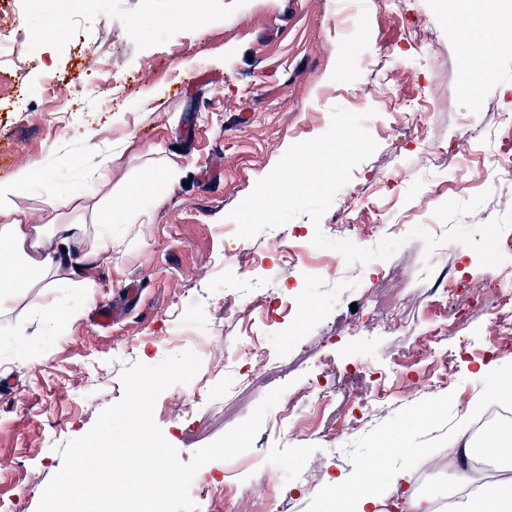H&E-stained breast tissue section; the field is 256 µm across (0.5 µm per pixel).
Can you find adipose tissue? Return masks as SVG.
<instances>
[{
  "label": "adipose tissue",
  "instance_id": "1",
  "mask_svg": "<svg viewBox=\"0 0 512 512\" xmlns=\"http://www.w3.org/2000/svg\"><path fill=\"white\" fill-rule=\"evenodd\" d=\"M29 177L25 166L0 182V266L13 273L0 284V315L23 288H50L64 278L74 287H91L88 270L112 261L113 223L141 224L147 216L140 197L130 191L113 197L111 211H97L93 224H63L60 216L74 210L75 201L60 193L48 200L45 223L30 224L14 202L18 185ZM91 227L97 231L95 246L78 252L81 237ZM453 441L461 453L448 464L456 487L448 509L438 505L439 490L419 493L411 488V471L389 473L386 463L392 450L384 446L374 449L357 478H331L333 494L326 512H512V427L490 428L477 442L462 427Z\"/></svg>",
  "mask_w": 512,
  "mask_h": 512
}]
</instances>
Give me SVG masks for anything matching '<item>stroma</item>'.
I'll return each instance as SVG.
<instances>
[{
  "mask_svg": "<svg viewBox=\"0 0 512 512\" xmlns=\"http://www.w3.org/2000/svg\"><path fill=\"white\" fill-rule=\"evenodd\" d=\"M60 9L61 0H0V27L11 29L15 44L12 71L0 74V180L30 166L15 202L32 224L42 223L45 204L58 191L81 205L97 196L108 209L113 194L132 190L148 220L113 225L122 254L89 270L92 287L61 281L49 289L59 311L54 322L31 319L29 294L15 298L11 315L0 318V502H9L10 512H36L42 487L61 467L59 447L84 435L122 397L121 374L135 363L152 366L187 350L200 357L196 376L164 390L154 407L156 424L185 462L246 419L273 388L290 381L305 387L324 360L340 372L352 400L369 401L374 378L356 363L392 369L401 342L366 325L350 335L370 304L362 271L347 268L330 279L338 260L331 250L312 248L287 275L275 247L289 233L308 241L319 230L335 240L337 225L374 224L376 236H358L359 247L401 240L383 261L396 280L378 283L375 293L399 288L406 318L427 326L444 315L430 305L433 271L449 267L468 278L484 269L471 247L446 243L429 253L408 230L421 226L442 237L447 227L435 209L482 192L488 200L462 217L463 226L512 209V181L488 165L502 150L496 114L512 113V53L492 49L486 37L487 17L511 10L512 0H398L386 10L370 0H207L204 26L190 19L192 0H97L91 15L49 28ZM451 12L459 27L449 26ZM413 30L422 42L409 39ZM476 49L486 74L474 98L466 93V74ZM219 52L220 68L212 63ZM185 59L194 66L183 74L177 66ZM146 86L155 88L161 107L144 123L138 116ZM391 88L429 105L424 124L393 109L386 97ZM17 97L25 111H16ZM336 106L368 113L375 153L353 170L319 225L300 215L239 245L229 212L291 145L324 134ZM59 108L70 116L56 132L44 116ZM110 111L123 112V126H101L102 113ZM474 124L483 128L484 142L456 154ZM159 160L179 169L178 180L148 178ZM105 162L112 180L99 190L95 170ZM245 280L268 298L236 310L262 333L229 345L224 302ZM292 294L308 299L295 309L310 321L302 365L225 404L227 364L255 344L284 353L292 325L268 311ZM493 300L486 294L457 335L440 344L454 354L452 393L439 386L418 391L405 375L394 376L376 430L363 424L333 443L324 424L300 436L268 414L249 451L209 463L211 478L192 484L198 512H226L215 484L225 475L249 490V507L294 494L296 512H323L326 481L299 491L275 471L301 448L329 473L356 476L381 444L395 449L387 464L392 473L412 464L413 450L440 447L441 435L461 417L476 418L495 400L491 383L478 374L490 357L476 333ZM103 306L117 310L118 319L98 322ZM20 320L27 324L22 337ZM463 339L470 344L464 355L458 352Z\"/></svg>",
  "mask_w": 512,
  "mask_h": 512,
  "instance_id": "obj_1",
  "label": "stroma"
}]
</instances>
